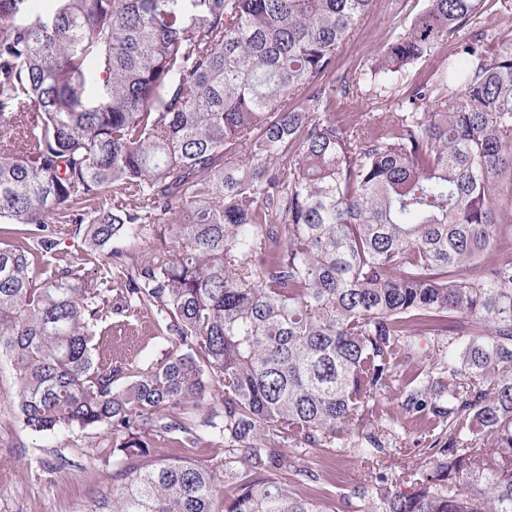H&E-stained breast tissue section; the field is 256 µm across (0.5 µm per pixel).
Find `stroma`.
Returning a JSON list of instances; mask_svg holds the SVG:
<instances>
[{
  "instance_id": "1",
  "label": "stroma",
  "mask_w": 512,
  "mask_h": 512,
  "mask_svg": "<svg viewBox=\"0 0 512 512\" xmlns=\"http://www.w3.org/2000/svg\"><path fill=\"white\" fill-rule=\"evenodd\" d=\"M424 6V0H373L356 32L336 53V76L362 77L371 61L394 33L406 30ZM95 342L101 354L132 359L141 367L160 360L168 343L155 315L125 313L112 316L104 335ZM13 369L0 363V512H91L94 504L112 489V468L99 459L101 436L97 430L37 433L12 418L16 398ZM390 443L395 458L384 459V468L401 472L419 460L427 447L424 430L412 423L397 427ZM62 457L64 468L49 472L43 461ZM295 466L318 471L319 487H302L304 495L322 497L334 512L344 496L363 484L368 469L347 455L319 451L294 458Z\"/></svg>"
}]
</instances>
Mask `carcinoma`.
<instances>
[{
	"label": "carcinoma",
	"mask_w": 512,
	"mask_h": 512,
	"mask_svg": "<svg viewBox=\"0 0 512 512\" xmlns=\"http://www.w3.org/2000/svg\"><path fill=\"white\" fill-rule=\"evenodd\" d=\"M53 2L0 0V357L23 427L105 438L91 512H326L288 454L396 455L404 418L434 430L411 490L376 472L363 512H512V42L481 0H426L337 86L372 0ZM446 42L389 126L336 121L333 91L380 97ZM130 310L164 326L154 366L95 354ZM172 437L224 458H159Z\"/></svg>",
	"instance_id": "obj_1"
}]
</instances>
